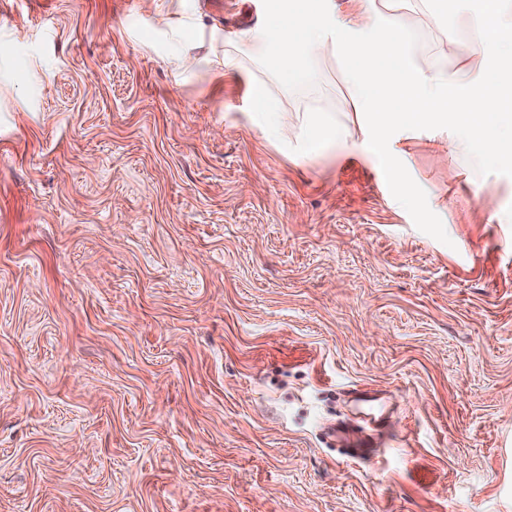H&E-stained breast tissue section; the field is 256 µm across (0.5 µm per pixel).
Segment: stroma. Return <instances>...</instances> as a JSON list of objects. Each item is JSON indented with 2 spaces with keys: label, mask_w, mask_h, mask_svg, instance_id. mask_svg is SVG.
Listing matches in <instances>:
<instances>
[{
  "label": "stroma",
  "mask_w": 512,
  "mask_h": 512,
  "mask_svg": "<svg viewBox=\"0 0 512 512\" xmlns=\"http://www.w3.org/2000/svg\"><path fill=\"white\" fill-rule=\"evenodd\" d=\"M204 32L239 0H187ZM420 62L466 19L394 0ZM165 0H0V512H506L512 167L416 125L387 162L283 148L343 69L180 63ZM456 42L445 39L447 30ZM368 392L369 458L336 429ZM251 112L260 118L262 128L274 138H280L288 131V124L285 122L281 112L273 106L270 97L262 87L255 88L251 98Z\"/></svg>",
  "instance_id": "35a3bbf8"
}]
</instances>
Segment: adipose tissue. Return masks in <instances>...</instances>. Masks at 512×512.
Returning a JSON list of instances; mask_svg holds the SVG:
<instances>
[{"mask_svg":"<svg viewBox=\"0 0 512 512\" xmlns=\"http://www.w3.org/2000/svg\"><path fill=\"white\" fill-rule=\"evenodd\" d=\"M256 27L236 34L260 56L280 52L276 73L282 83L294 80L293 61L321 55L342 62L355 120L372 132L354 139L349 123L330 115L305 114L300 139L304 152L360 149L386 153L395 130L425 122L442 126L458 112L484 116L479 126L461 128L456 153L482 145L498 164L512 165V15L501 0H483L470 16L471 64L454 72L421 64L409 47L402 16L382 8L379 0H260ZM495 51V80L481 66Z\"/></svg>","mask_w":512,"mask_h":512,"instance_id":"adipose-tissue-1","label":"adipose tissue"}]
</instances>
